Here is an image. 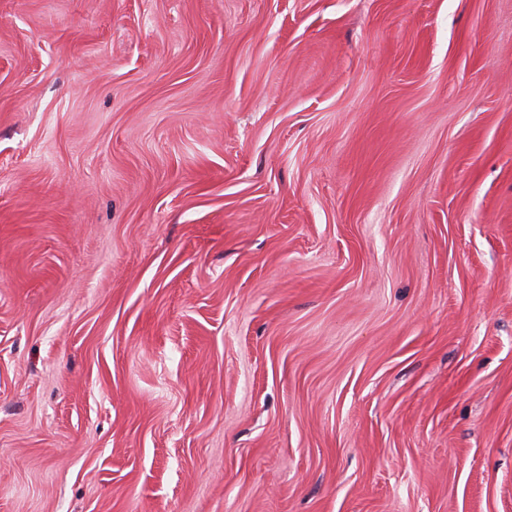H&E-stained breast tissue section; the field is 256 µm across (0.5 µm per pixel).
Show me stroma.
<instances>
[{
	"label": "stroma",
	"instance_id": "1",
	"mask_svg": "<svg viewBox=\"0 0 512 512\" xmlns=\"http://www.w3.org/2000/svg\"><path fill=\"white\" fill-rule=\"evenodd\" d=\"M0 512H512V0H0Z\"/></svg>",
	"mask_w": 512,
	"mask_h": 512
}]
</instances>
